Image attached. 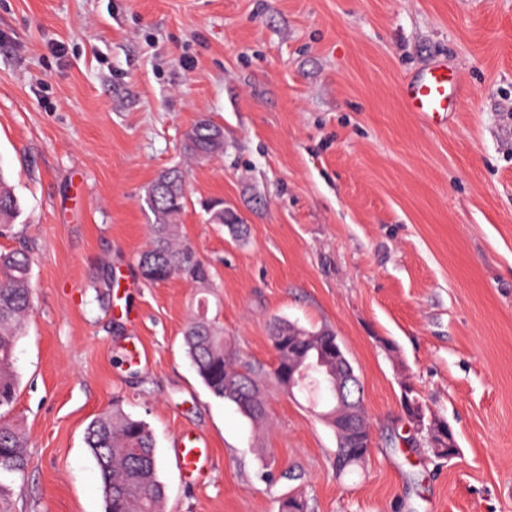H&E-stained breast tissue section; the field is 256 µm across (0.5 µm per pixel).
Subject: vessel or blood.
Listing matches in <instances>:
<instances>
[{
  "label": "vessel or blood",
  "instance_id": "b4317fda",
  "mask_svg": "<svg viewBox=\"0 0 512 512\" xmlns=\"http://www.w3.org/2000/svg\"><path fill=\"white\" fill-rule=\"evenodd\" d=\"M401 95L410 111L416 112L424 122L433 124L459 110L463 92L453 73L437 64L403 82Z\"/></svg>",
  "mask_w": 512,
  "mask_h": 512
}]
</instances>
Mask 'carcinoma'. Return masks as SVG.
Segmentation results:
<instances>
[{"label": "carcinoma", "mask_w": 512, "mask_h": 512, "mask_svg": "<svg viewBox=\"0 0 512 512\" xmlns=\"http://www.w3.org/2000/svg\"><path fill=\"white\" fill-rule=\"evenodd\" d=\"M184 155L211 159L224 154V132L202 120L183 142ZM185 172L170 167L146 188L144 204L154 220L149 225L151 242L138 257L141 278L159 284L173 277L203 292L215 287L214 272L193 244L180 238L177 218L186 206ZM20 205L8 175L0 166V229L11 228ZM209 222L225 224L238 233L237 216L224 208L208 210ZM33 308L31 259L24 249L0 252V475H24L29 464V442L22 423L8 418L18 389L14 353L18 336ZM186 353L197 375L217 398L234 404L253 422L268 418V390L281 386V376L297 359L312 361L330 357L336 334L329 328L304 330L278 320L271 325L269 340L276 363L267 368L244 359L224 336V326L214 318L187 324ZM356 430L337 442L336 474L360 468L371 452L372 437L364 405H359ZM86 444L96 459L105 501V512H158L165 487L158 473L155 443L146 423L114 407L91 420Z\"/></svg>", "instance_id": "1"}]
</instances>
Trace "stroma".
Listing matches in <instances>:
<instances>
[{
	"instance_id": "obj_1",
	"label": "stroma",
	"mask_w": 512,
	"mask_h": 512,
	"mask_svg": "<svg viewBox=\"0 0 512 512\" xmlns=\"http://www.w3.org/2000/svg\"><path fill=\"white\" fill-rule=\"evenodd\" d=\"M433 63L464 101L429 127L400 86ZM202 118L224 155L197 163L181 145ZM174 165L204 294L137 270L145 189ZM0 167L21 206L0 251L27 244L33 288L11 411L29 465L0 478V512H104L85 432L115 404L155 439L162 512H512V0H0ZM217 200L244 239L209 223ZM201 298L267 365L273 320L335 331L371 424L362 469L337 475L304 398L272 391L257 424L211 394L183 341ZM405 381L452 460L413 439Z\"/></svg>"
}]
</instances>
